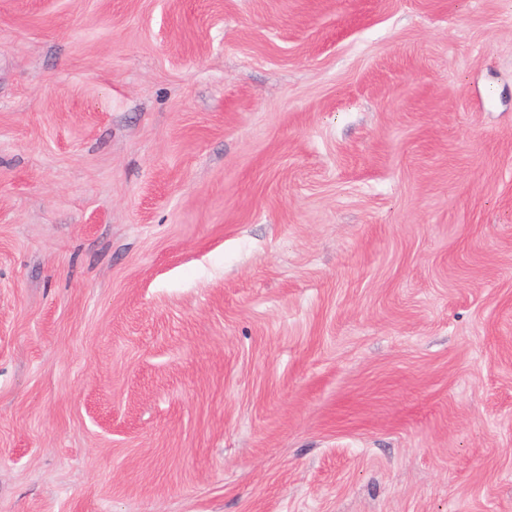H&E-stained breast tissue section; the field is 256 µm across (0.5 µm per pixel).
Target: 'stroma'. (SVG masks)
<instances>
[{
  "mask_svg": "<svg viewBox=\"0 0 512 512\" xmlns=\"http://www.w3.org/2000/svg\"><path fill=\"white\" fill-rule=\"evenodd\" d=\"M0 512H512V0H0Z\"/></svg>",
  "mask_w": 512,
  "mask_h": 512,
  "instance_id": "obj_1",
  "label": "stroma"
}]
</instances>
